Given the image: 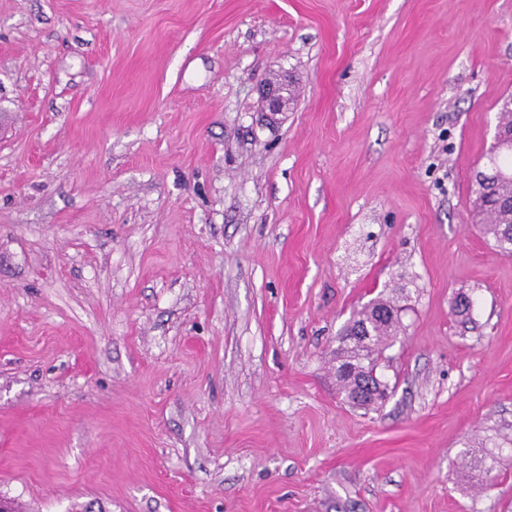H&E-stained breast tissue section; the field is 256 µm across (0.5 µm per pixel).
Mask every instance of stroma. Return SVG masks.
I'll list each match as a JSON object with an SVG mask.
<instances>
[{"label": "stroma", "instance_id": "35a3bbf8", "mask_svg": "<svg viewBox=\"0 0 512 512\" xmlns=\"http://www.w3.org/2000/svg\"><path fill=\"white\" fill-rule=\"evenodd\" d=\"M510 96L512 0H0V496L512 512V256L471 212ZM380 295L366 411L336 338ZM291 84V78L284 77L279 82L268 83L262 87L260 95L264 112H270V116L288 112ZM391 305L390 300L378 298L356 311L337 337L336 360L343 358L341 361L347 363L357 358L358 353L355 349L348 348L347 342L349 341L347 340L351 339L349 333L353 328L352 326H359L360 332H365L367 327L371 336H373L372 347L367 349L359 347V349L365 352L367 356V364H365L364 369L368 370L372 363L375 367L378 358L382 357L384 351L393 344L398 335L400 323L393 320L399 319L402 310L400 307L394 306L389 311ZM362 367L356 366L351 367L350 372L346 374H340L336 370L337 381L339 383L340 391L343 396V400L353 407H362L369 408L371 406H376L378 402L368 401L367 399H357L354 395L355 389L357 387V381L359 376L362 374ZM373 404V405H372Z\"/></svg>", "mask_w": 512, "mask_h": 512}]
</instances>
